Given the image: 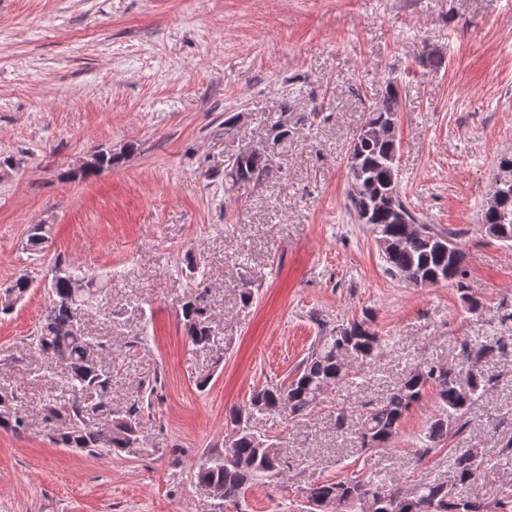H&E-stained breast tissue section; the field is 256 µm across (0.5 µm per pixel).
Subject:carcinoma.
I'll return each instance as SVG.
<instances>
[{
    "mask_svg": "<svg viewBox=\"0 0 512 512\" xmlns=\"http://www.w3.org/2000/svg\"><path fill=\"white\" fill-rule=\"evenodd\" d=\"M400 112L399 90L390 84L383 100L371 108L348 153L347 210L360 224L369 225L374 234H385L391 249L382 254L384 272L392 279L414 286H429L465 275V252L454 235L435 224L418 220L406 202L399 186L398 144L394 132ZM288 116L289 123L276 120L271 125L273 137L283 141L294 135L298 125L288 106H280L279 116ZM122 160V155L98 151L78 170L82 178H90L104 168ZM275 160L261 148L236 158L231 170L224 172L229 188L262 183L274 170ZM479 224L485 230L496 229L494 239L512 243V151H503L495 162L493 187L484 204ZM50 239L49 226L33 224L27 236L32 251L45 250ZM54 273L44 282L46 306L31 347L47 362L50 370L61 367L66 374L70 397L61 406L48 409L45 420L52 425L50 441L63 448H76L90 454L125 453L136 456L146 448L137 428V419L144 410L143 396L133 398L123 409L112 411V427L102 432L85 415V403L100 399L111 389L112 376L85 362L86 342L90 336L77 330L76 310L82 304H99L105 293L103 284L81 278L70 264L57 259ZM179 321L188 339L195 345L208 346L214 341L206 306L199 298L180 306ZM512 349V337H493L475 346L464 343L466 364L452 367L426 363L410 371L392 389L383 403L366 411L361 431V448L375 451L390 445L399 433L401 422L409 409L422 399L426 386L435 388L437 413L429 421L418 449L419 458L459 433L463 420L484 397L492 377L485 375L483 362ZM382 350L381 337L365 314L360 319L319 327L306 357L291 379L270 383L255 390L244 407L230 409L226 418L228 434L224 452L206 455L194 465L199 485H216L221 499L214 512H245V494L257 481L280 479L289 469L290 461L277 444L255 434L241 419L254 413L282 412L301 419L311 414L328 386L354 382L344 356L353 354L365 360L374 359ZM0 428L20 433L27 428L19 410L7 413L0 407ZM454 482L420 484L407 494L400 487L381 492L356 475L334 482H323L314 493L302 491L307 512H315L314 496L334 502V512H512V492L479 493L485 479L481 451L465 452L454 459Z\"/></svg>",
    "mask_w": 512,
    "mask_h": 512,
    "instance_id": "obj_1",
    "label": "carcinoma"
}]
</instances>
